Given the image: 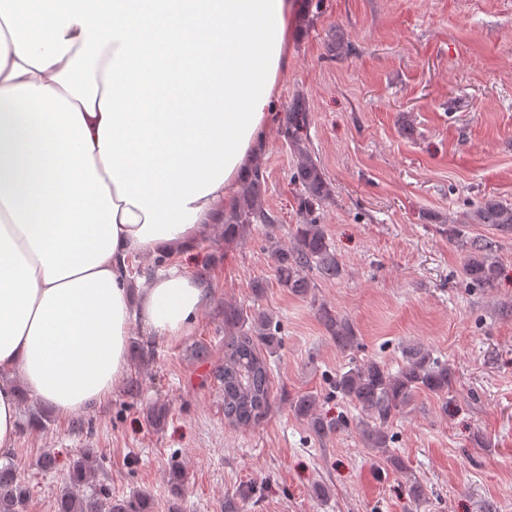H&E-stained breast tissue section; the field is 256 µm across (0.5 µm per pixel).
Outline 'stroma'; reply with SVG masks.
<instances>
[{
  "instance_id": "35a3bbf8",
  "label": "stroma",
  "mask_w": 512,
  "mask_h": 512,
  "mask_svg": "<svg viewBox=\"0 0 512 512\" xmlns=\"http://www.w3.org/2000/svg\"><path fill=\"white\" fill-rule=\"evenodd\" d=\"M292 65L276 112L303 97L307 145L332 185L316 212L343 266L311 299L278 284L261 227L228 242L222 224L166 257L206 288L191 330L175 339L133 327L126 380L101 404L68 418L34 399L19 404L16 447L0 456L28 489L23 512H55L73 458L90 451L93 493L150 495L152 512H512V233L471 224L483 198L512 203V0H300ZM297 154L282 125L255 164L264 207L289 242L303 223L290 181ZM458 236H449L451 228ZM494 244L490 288L467 286L463 242ZM263 293H255V283ZM346 318L360 347L340 352L317 314ZM273 318L281 346L269 358L272 407L255 425L224 420V307ZM421 345L447 360V396L417 392L388 425L390 450L423 488L361 442L360 413L333 382L350 357L397 367ZM139 391L128 395L129 381ZM311 393L326 419L348 428L319 439L290 410ZM165 417L153 424L151 408ZM55 464L43 469L44 456ZM185 485L173 492L172 466ZM325 486L326 498L313 494Z\"/></svg>"
}]
</instances>
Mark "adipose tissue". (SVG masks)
Instances as JSON below:
<instances>
[{
    "label": "adipose tissue",
    "mask_w": 512,
    "mask_h": 512,
    "mask_svg": "<svg viewBox=\"0 0 512 512\" xmlns=\"http://www.w3.org/2000/svg\"><path fill=\"white\" fill-rule=\"evenodd\" d=\"M0 0V455L11 376L57 415L108 399L134 322L187 333L180 269L132 296L131 259L179 252L230 207L275 119L297 0Z\"/></svg>",
    "instance_id": "obj_1"
}]
</instances>
